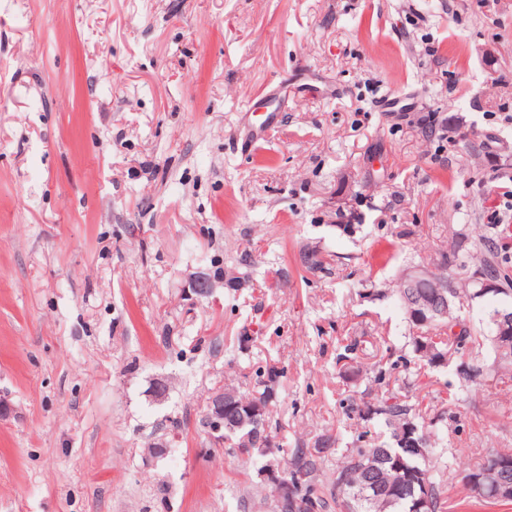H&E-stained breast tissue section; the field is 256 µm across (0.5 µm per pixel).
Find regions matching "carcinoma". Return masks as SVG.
Masks as SVG:
<instances>
[{
  "mask_svg": "<svg viewBox=\"0 0 512 512\" xmlns=\"http://www.w3.org/2000/svg\"><path fill=\"white\" fill-rule=\"evenodd\" d=\"M512 246L498 226L474 224L458 232L449 250L429 258L425 268L434 278L417 288L398 279L394 293L401 303L412 345L421 360L430 367L460 359L456 367L459 399L481 390L488 382H498L512 373V337L498 335L494 315L501 310H486L487 328L477 329L459 315L464 303L482 298L479 272L499 288V294H512ZM442 291L448 299V314L426 323L416 319L415 303L423 296ZM463 325L461 332L453 328ZM251 392L230 389L236 407L232 419L224 424V447L232 455L238 453L261 471L272 459L256 450V441L267 439L264 429L251 422V409L265 408V421L272 422L271 406L278 397L279 371L273 367L255 372ZM410 384L388 391L358 409L363 421L380 423L379 434L368 439L359 435L353 446L342 449L340 438L331 434L319 436L311 448H278L283 472L288 482L301 483L318 492L321 512H413V502L424 495L429 512H447L448 462L447 448L441 437L442 415L427 416L412 402ZM336 458V470L324 482V467ZM509 463L505 478L512 481V450H488L482 464L470 471L479 475Z\"/></svg>",
  "mask_w": 512,
  "mask_h": 512,
  "instance_id": "obj_1",
  "label": "carcinoma"
}]
</instances>
